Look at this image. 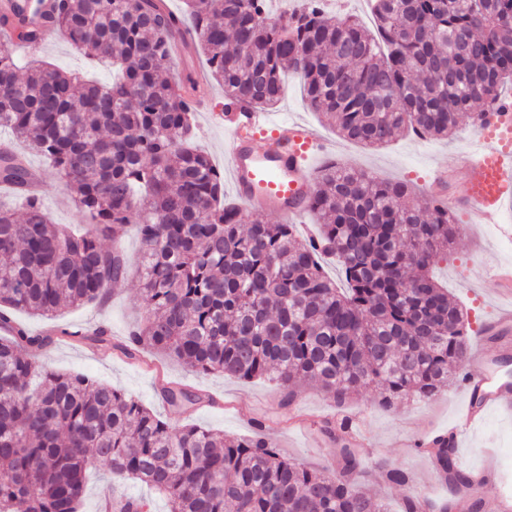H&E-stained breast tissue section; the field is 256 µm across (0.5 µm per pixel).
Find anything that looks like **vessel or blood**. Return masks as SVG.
Instances as JSON below:
<instances>
[{
    "label": "vessel or blood",
    "mask_w": 512,
    "mask_h": 512,
    "mask_svg": "<svg viewBox=\"0 0 512 512\" xmlns=\"http://www.w3.org/2000/svg\"><path fill=\"white\" fill-rule=\"evenodd\" d=\"M225 127L229 135L227 177L236 199L249 210L268 212L287 219L300 218L309 208L316 183L314 160L331 151L310 128L288 122H271L267 113L231 105ZM485 137L479 148L463 158L466 178L456 204L469 210L477 223L491 224L503 237L512 239V225L503 223L512 206V98L502 100L482 122ZM498 288L495 315L482 334L496 338L499 355L512 354V265L495 270ZM481 374H467L460 384L463 404L451 431L454 439L478 427L495 407L512 408V384L495 382L485 351L473 355Z\"/></svg>",
    "instance_id": "b4317fda"
}]
</instances>
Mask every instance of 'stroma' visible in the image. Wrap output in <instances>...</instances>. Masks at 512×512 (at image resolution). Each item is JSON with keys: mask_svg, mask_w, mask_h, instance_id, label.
I'll use <instances>...</instances> for the list:
<instances>
[{"mask_svg": "<svg viewBox=\"0 0 512 512\" xmlns=\"http://www.w3.org/2000/svg\"><path fill=\"white\" fill-rule=\"evenodd\" d=\"M38 58L64 70L88 74L107 81L111 67L89 59L75 51L65 36L53 34L37 50ZM270 115L275 121L297 120L308 123L336 147L331 159L376 177L406 180L414 185L428 182L435 167L455 166L460 155L471 148L475 130L472 124L460 125L445 139L420 137L402 133L388 146L370 149L341 137L312 110L302 81L286 75L280 103ZM31 164L42 176V202L56 224H82L83 211L74 201V192L66 188L54 170L39 155H31ZM462 231L457 237L448 260L434 268L436 279L464 308L469 309L471 326L470 348H477L476 328L489 320L496 311L492 296L497 288L493 270L497 265L512 263V239L500 237L490 224L475 223L468 212L458 214ZM143 314L137 273L112 286L106 302L89 303L65 308L46 318L23 311L15 317L32 333L52 328L58 331L74 327L91 330L107 327L114 338L127 335ZM36 360L51 363L57 370L80 373L121 389L140 400L160 415L169 416L172 424H180V414H169L161 402L154 376L140 366L108 350H97L71 339L55 342L34 354ZM169 375L190 387L212 393L217 405L199 408L193 420L202 426L223 432L231 437L250 436L254 421H262L264 432L288 460L314 467H333L336 463V442L307 428H290L286 417L301 413L316 418L334 416L352 421L353 431L367 438L362 448L363 464L373 468L386 462L408 469L411 482L408 488L393 489L382 480L362 483L361 489L385 505L387 512H401L407 492L420 491L432 499L449 495L445 485L435 478V466L428 455L415 451L417 440L434 432L447 431L459 406V380L449 378L446 386L429 399H404L391 407L378 403V393L369 388L354 395L345 403L333 400L325 391L312 384L297 385V395L291 405L281 403L277 387L265 380L244 381L221 374H199L176 364H167ZM512 455V411L495 409L473 435L462 440L458 456L462 466L470 471L480 470L487 461H494L495 475L479 492L482 512H499L501 491L512 488V474L505 463Z\"/></svg>", "mask_w": 512, "mask_h": 512, "instance_id": "1", "label": "stroma"}]
</instances>
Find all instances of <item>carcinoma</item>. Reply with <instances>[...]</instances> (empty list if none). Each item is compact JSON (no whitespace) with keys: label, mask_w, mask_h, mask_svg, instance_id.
I'll return each mask as SVG.
<instances>
[{"label":"carcinoma","mask_w":512,"mask_h":512,"mask_svg":"<svg viewBox=\"0 0 512 512\" xmlns=\"http://www.w3.org/2000/svg\"><path fill=\"white\" fill-rule=\"evenodd\" d=\"M189 30L225 100L274 106L282 76L298 75L312 109L344 138L371 147L403 131L447 137L496 106L512 84V0H372L376 31L303 3L269 16L264 0H184ZM32 14L78 50L119 63L98 84L39 60L24 75L0 45V126L42 155L88 224L50 221L29 191L32 174L0 154V184L25 199L0 207V512H79L89 473L138 480L171 512H384L354 487L359 450L349 421L312 422L341 444L336 466L285 458L268 438L225 437L186 421L172 426L132 396L31 356L54 337L35 335L9 311L49 316L103 302L128 275L117 228L138 226L140 325L120 340L106 328L67 335L139 363L152 351L199 373L268 378L288 405L299 379L342 402L369 387L380 402L434 396L469 352L468 313L431 276L459 235L455 212L407 205L415 188L334 162L317 177L310 210L318 240L294 224L249 219L224 202V178L192 145V110L171 68L181 30L163 0H40ZM27 22L16 2L0 26ZM336 257L346 288L323 269ZM162 400L184 414L214 403L167 378ZM435 464L456 498L428 512H481L454 439ZM391 487L401 466L378 465ZM116 512H151L148 500H112Z\"/></svg>","instance_id":"cac0c4a2"}]
</instances>
